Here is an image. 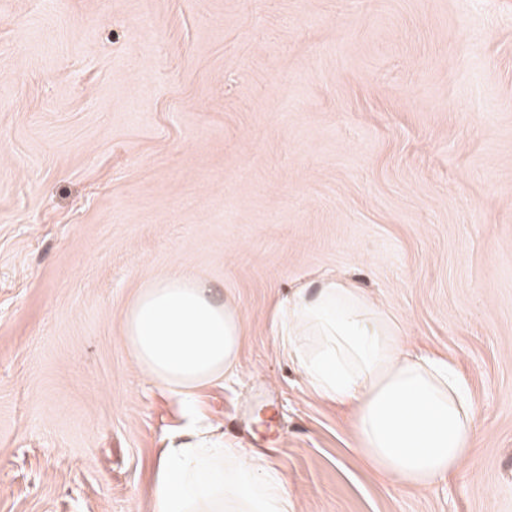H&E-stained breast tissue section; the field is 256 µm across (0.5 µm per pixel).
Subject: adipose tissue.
<instances>
[{"label":"adipose tissue","mask_w":512,"mask_h":512,"mask_svg":"<svg viewBox=\"0 0 512 512\" xmlns=\"http://www.w3.org/2000/svg\"><path fill=\"white\" fill-rule=\"evenodd\" d=\"M281 334L312 391L353 410L358 449L379 473L425 488L452 477L474 449V408L451 363L408 345L361 289L327 279L298 289ZM243 323L237 308L196 280L158 278L138 291L122 339L142 372L190 397L232 374ZM154 512H292L282 470L244 449L199 439L160 453Z\"/></svg>","instance_id":"obj_1"}]
</instances>
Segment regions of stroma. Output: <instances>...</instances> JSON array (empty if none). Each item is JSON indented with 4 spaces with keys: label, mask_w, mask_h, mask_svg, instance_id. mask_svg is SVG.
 Wrapping results in <instances>:
<instances>
[{
    "label": "stroma",
    "mask_w": 512,
    "mask_h": 512,
    "mask_svg": "<svg viewBox=\"0 0 512 512\" xmlns=\"http://www.w3.org/2000/svg\"><path fill=\"white\" fill-rule=\"evenodd\" d=\"M173 273L244 326L187 399L121 338ZM325 277L455 361L458 476L377 474L309 389L279 313ZM194 432L294 512H512V0H0V512H153Z\"/></svg>",
    "instance_id": "obj_1"
}]
</instances>
